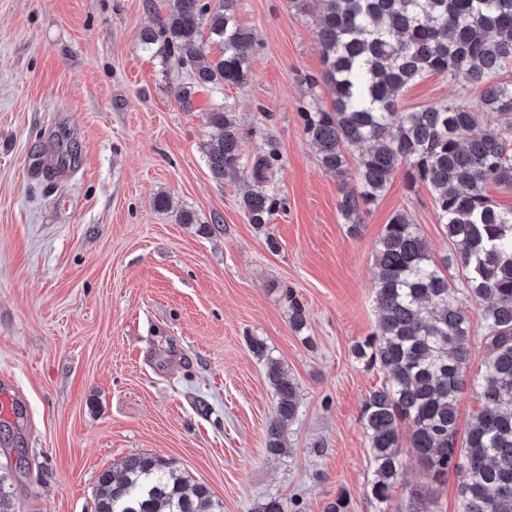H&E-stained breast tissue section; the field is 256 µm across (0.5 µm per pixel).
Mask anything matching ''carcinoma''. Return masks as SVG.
I'll use <instances>...</instances> for the list:
<instances>
[{
    "label": "carcinoma",
    "instance_id": "1",
    "mask_svg": "<svg viewBox=\"0 0 512 512\" xmlns=\"http://www.w3.org/2000/svg\"><path fill=\"white\" fill-rule=\"evenodd\" d=\"M319 10L321 79L332 107L301 113L303 131L323 170L339 181V210L358 231L361 212L381 196L398 170L410 188L428 189L445 233L457 247L461 281L452 282L429 255L417 225L404 212L386 225L374 256L377 329L356 342L352 355L384 376L363 403L361 420L371 451L368 493L382 504L405 469L401 425L408 448L432 485L454 471L458 512H512V209L487 195L491 183L512 186V83L488 79L512 64V0H294ZM236 0H167L165 15L143 28L144 49L186 69L193 91L241 86L257 51L253 32L236 19ZM208 29L217 53L203 50ZM442 74L479 89L463 100L406 111L404 89ZM497 112L505 126L483 124ZM218 134L202 150L212 179L249 174L253 189L241 204L249 223L263 228L282 207L271 187L278 154L247 158L235 113L220 104L206 113ZM365 146L357 185L345 180L347 149ZM467 299L483 307L484 371L467 377L472 327ZM282 300L298 332L307 311L295 291ZM265 360L275 402L266 430L271 455L286 449L284 430L298 414L297 386L263 340L250 342ZM482 409L458 442L457 403L466 388ZM12 471L0 468V512L13 508ZM95 512H222L203 483L191 481L172 459L146 453L123 457L96 482Z\"/></svg>",
    "mask_w": 512,
    "mask_h": 512
}]
</instances>
